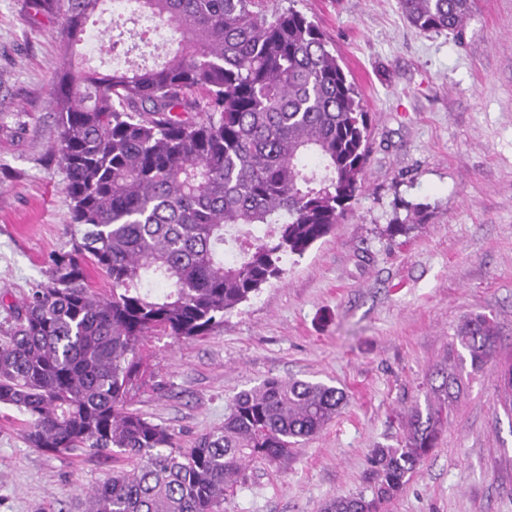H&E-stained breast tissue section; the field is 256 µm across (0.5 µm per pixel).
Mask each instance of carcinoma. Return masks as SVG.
<instances>
[{"label": "carcinoma", "mask_w": 512, "mask_h": 512, "mask_svg": "<svg viewBox=\"0 0 512 512\" xmlns=\"http://www.w3.org/2000/svg\"><path fill=\"white\" fill-rule=\"evenodd\" d=\"M106 0H29L33 16L63 9L53 73L57 157L70 199V249L14 308L0 342V404L27 416V441L47 453L108 454L132 469L92 489L83 512H222L248 464L288 458L336 415L335 386L271 377L229 403L224 425L181 448L170 430L130 408L148 376L146 342L205 336L224 314L283 274L348 209L368 153L360 93L318 26L268 0H128L112 19L102 75L76 58ZM421 31L461 35L476 0H399ZM168 32L159 61L129 58L127 22ZM96 271L108 284L94 285ZM472 370L500 374L512 409V364L497 358L484 315L456 330ZM464 358L437 372L459 398ZM442 412L406 418L398 448L372 452V497L330 499L324 512H381L436 447Z\"/></svg>", "instance_id": "cac0c4a2"}]
</instances>
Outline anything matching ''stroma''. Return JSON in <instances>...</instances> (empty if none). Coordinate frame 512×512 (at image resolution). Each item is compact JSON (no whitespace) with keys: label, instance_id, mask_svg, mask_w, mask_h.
Segmentation results:
<instances>
[{"label":"stroma","instance_id":"35a3bbf8","mask_svg":"<svg viewBox=\"0 0 512 512\" xmlns=\"http://www.w3.org/2000/svg\"><path fill=\"white\" fill-rule=\"evenodd\" d=\"M313 20L362 94L369 152L349 211L282 279L192 341H147L154 377L133 407L187 448L265 379L321 381L345 402L288 461L248 466L224 512H321L364 493L373 449L397 446L433 371L456 362L464 316L493 317L512 361V0H477L462 36L422 32L398 0H270ZM57 21L0 0V340L10 306L68 246L51 104ZM408 234L388 236L393 218ZM436 448L386 512H512V415L495 368L463 377ZM0 406V512H77L125 463L29 447Z\"/></svg>","mask_w":512,"mask_h":512}]
</instances>
